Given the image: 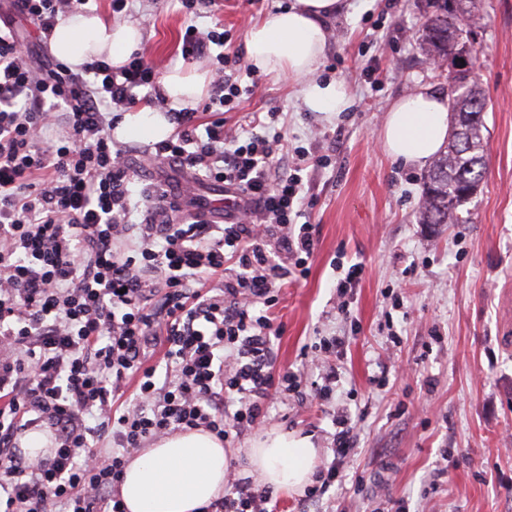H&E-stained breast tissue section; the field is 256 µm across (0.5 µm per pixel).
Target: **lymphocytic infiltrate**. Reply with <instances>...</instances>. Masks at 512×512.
Masks as SVG:
<instances>
[{"label":"lymphocytic infiltrate","mask_w":512,"mask_h":512,"mask_svg":"<svg viewBox=\"0 0 512 512\" xmlns=\"http://www.w3.org/2000/svg\"><path fill=\"white\" fill-rule=\"evenodd\" d=\"M88 0H9L50 34ZM0 13L1 512H126L118 484L129 450L176 431L240 437L298 378L275 372L282 333L267 314L285 280L306 277L316 240L302 217V173L325 157L280 134L226 147L223 119L169 109L176 132L147 155L240 192V216L175 222L158 185L134 210V179L112 143L113 110L154 89L141 52L80 71L37 63ZM62 120V138L40 131ZM141 222H131L132 212ZM134 398H127V391ZM49 429L50 457L18 439ZM111 434L113 450L91 446ZM203 512H269L273 493L232 478Z\"/></svg>","instance_id":"obj_1"}]
</instances>
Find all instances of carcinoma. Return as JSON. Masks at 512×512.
Wrapping results in <instances>:
<instances>
[{"label":"carcinoma","mask_w":512,"mask_h":512,"mask_svg":"<svg viewBox=\"0 0 512 512\" xmlns=\"http://www.w3.org/2000/svg\"><path fill=\"white\" fill-rule=\"evenodd\" d=\"M434 11L422 35L426 56L457 66L462 55L474 57L469 33L481 20L482 0H432ZM455 126L446 150L439 153L425 176L418 221L421 224H462L459 208L474 198L486 169L484 112L486 92L472 79L448 89Z\"/></svg>","instance_id":"obj_1"}]
</instances>
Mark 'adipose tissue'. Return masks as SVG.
<instances>
[{
	"label": "adipose tissue",
	"instance_id": "obj_1",
	"mask_svg": "<svg viewBox=\"0 0 512 512\" xmlns=\"http://www.w3.org/2000/svg\"><path fill=\"white\" fill-rule=\"evenodd\" d=\"M339 8L340 0H294L256 22L247 35L251 65L299 82L301 97L314 112L339 113L348 105L342 83L322 84L313 78L327 46L326 22ZM141 42L137 24L115 22L99 13H76L58 22L49 48L73 68L94 58L120 66ZM208 82L206 72L177 68L165 73L160 85L169 102L185 108L199 102ZM172 130L161 111L140 107L124 113L114 135L126 141L157 142ZM448 133L447 97L423 85L389 107L381 141L394 159L421 167L444 146ZM316 456L310 436L271 433L251 448L246 470L263 484L297 490L312 481ZM229 469L224 444L214 435L201 430L178 432L129 458L120 495L127 512H200L223 495Z\"/></svg>",
	"mask_w": 512,
	"mask_h": 512
}]
</instances>
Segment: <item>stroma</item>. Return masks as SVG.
Here are the masks:
<instances>
[{"label":"stroma","mask_w":512,"mask_h":512,"mask_svg":"<svg viewBox=\"0 0 512 512\" xmlns=\"http://www.w3.org/2000/svg\"><path fill=\"white\" fill-rule=\"evenodd\" d=\"M290 0H217L186 14L181 0H112L87 7L139 22L143 53L157 73L183 66L186 25L227 31L213 57L245 55L247 33ZM327 23L328 46L317 80L344 84L341 113L310 111L295 82L243 63V89L224 114L229 136H242L252 113L278 111L272 131L289 147L331 157L303 173V199H314L317 252L307 276L283 286L271 313L284 331L276 369L301 377L303 390L335 371L331 397L288 393L261 427L227 448L245 462L263 431L312 435L317 468L333 459L335 421L346 417L355 449L344 477L313 500L274 490V512H512V350L498 343L499 301L512 290V0H485L474 35L475 75L488 97L487 170L464 224H421L425 169L392 159L380 135L391 103L429 85L448 91L447 67L427 63L419 47L430 13L426 0H343ZM373 67L374 79L364 70ZM361 264L348 293L350 316L337 314L335 265ZM343 345L306 363L322 339Z\"/></svg>","instance_id":"1"}]
</instances>
